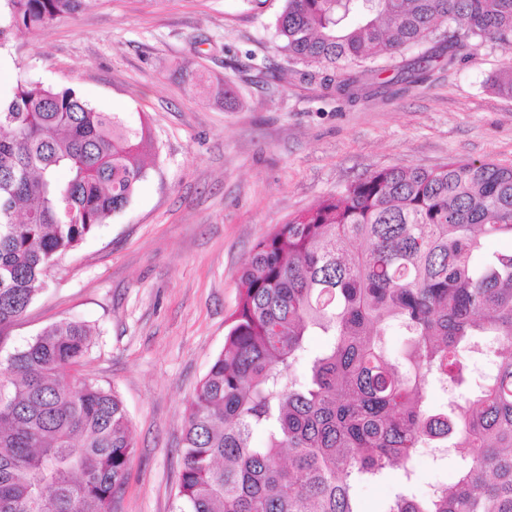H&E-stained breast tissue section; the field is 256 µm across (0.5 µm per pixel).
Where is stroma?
Wrapping results in <instances>:
<instances>
[{
  "instance_id": "35a3bbf8",
  "label": "stroma",
  "mask_w": 512,
  "mask_h": 512,
  "mask_svg": "<svg viewBox=\"0 0 512 512\" xmlns=\"http://www.w3.org/2000/svg\"><path fill=\"white\" fill-rule=\"evenodd\" d=\"M284 0H84L48 30L0 45V96L18 79L71 87L95 109L147 121L156 151L129 205L61 256L7 349L64 319L93 329L82 376L112 387L135 448L117 512H176L190 400L236 304L255 244L348 182L389 167L455 159L512 165V94L493 81L508 57L396 81L354 102L299 82L280 49ZM226 82V108L182 69ZM462 463L414 461L416 492L453 482Z\"/></svg>"
}]
</instances>
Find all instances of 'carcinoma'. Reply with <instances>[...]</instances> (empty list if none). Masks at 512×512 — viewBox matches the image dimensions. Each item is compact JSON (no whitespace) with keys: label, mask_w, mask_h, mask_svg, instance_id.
<instances>
[{"label":"carcinoma","mask_w":512,"mask_h":512,"mask_svg":"<svg viewBox=\"0 0 512 512\" xmlns=\"http://www.w3.org/2000/svg\"><path fill=\"white\" fill-rule=\"evenodd\" d=\"M81 3L3 0L0 41ZM276 32L299 78L352 99L379 73L347 65L437 36L450 67L487 41L511 50L512 0H285ZM441 57L412 59L398 79ZM191 81L234 101L202 72ZM152 151L147 125L72 88L20 80L0 103V346L45 269L129 205ZM489 239L512 240V166L450 160L375 171L259 240L189 405L178 512H364L357 486L395 465L403 487L380 512H512V245ZM91 336L65 320L0 358V512H115L134 441L117 393L72 375ZM312 336L324 338L314 354ZM482 348L495 353L485 368ZM439 385L452 391L442 409ZM422 448L463 461L425 497Z\"/></svg>","instance_id":"carcinoma-1"}]
</instances>
